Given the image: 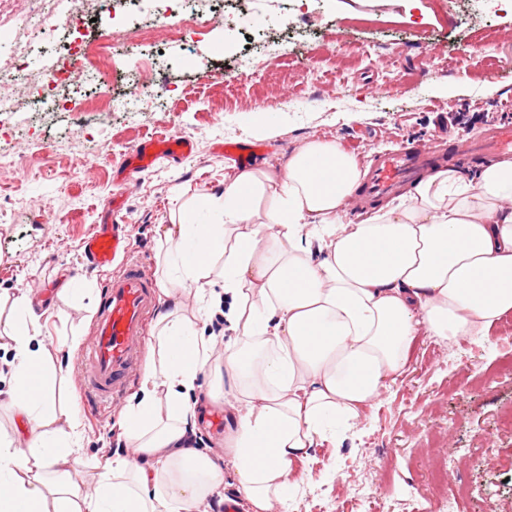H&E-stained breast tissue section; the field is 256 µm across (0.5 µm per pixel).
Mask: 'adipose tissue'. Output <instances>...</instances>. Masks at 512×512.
<instances>
[{
    "label": "adipose tissue",
    "mask_w": 512,
    "mask_h": 512,
    "mask_svg": "<svg viewBox=\"0 0 512 512\" xmlns=\"http://www.w3.org/2000/svg\"><path fill=\"white\" fill-rule=\"evenodd\" d=\"M362 189L353 154L309 140L284 171L245 169L207 195L220 223H187L195 202L181 205L164 232L159 291L169 308L121 421L134 454L106 461L91 495L55 478L61 464L81 462L82 422L77 403H50L52 371L34 348L53 315L15 299L20 438H0V512H198L224 482L222 463L182 444L203 376L233 417L224 445L239 492L250 512H275L311 448L382 400L415 337L453 342L512 315V159L472 177L438 170L368 223H344ZM189 290L205 311L221 296L234 301L220 363L178 307Z\"/></svg>",
    "instance_id": "1"
}]
</instances>
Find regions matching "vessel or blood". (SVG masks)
Masks as SVG:
<instances>
[{
	"mask_svg": "<svg viewBox=\"0 0 512 512\" xmlns=\"http://www.w3.org/2000/svg\"><path fill=\"white\" fill-rule=\"evenodd\" d=\"M193 149V143L182 137L151 139L136 147L131 161L145 167L159 156L185 155ZM464 149L477 154L510 153L512 130L499 127L480 129L470 137ZM436 152L433 146L403 148L379 158L370 169L366 194L371 197L386 194L392 187L412 178ZM84 250L99 269L109 268L118 260L123 263L121 273L113 277L104 294L96 317L95 334L85 356L76 362L86 397L108 405L138 363L146 320L154 306L155 285L141 262L128 259L125 239L119 231L98 225L85 241Z\"/></svg>",
	"mask_w": 512,
	"mask_h": 512,
	"instance_id": "obj_1",
	"label": "vessel or blood"
}]
</instances>
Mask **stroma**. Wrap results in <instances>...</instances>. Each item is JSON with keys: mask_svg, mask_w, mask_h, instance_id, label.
Wrapping results in <instances>:
<instances>
[{"mask_svg": "<svg viewBox=\"0 0 512 512\" xmlns=\"http://www.w3.org/2000/svg\"><path fill=\"white\" fill-rule=\"evenodd\" d=\"M201 41L159 43L149 0L132 16L141 36L114 44L122 67L91 72L128 97L138 74L163 79L160 103L142 98L127 112L100 117L20 112L0 132V153L26 166L0 169V295L26 296L51 310L54 328L40 347L56 373L55 399L75 397L82 418L76 481L95 485L108 443L122 442L119 421L139 388L132 374L111 406L84 402L71 341L91 336L105 286L120 265L95 268L83 241L97 225L120 224L130 256L160 276L162 227L182 199L218 193L234 167L221 145H261L250 165L284 167L303 142L340 141L361 170L405 147L440 143L435 164L475 175L486 158L464 155L462 140L512 124V0H275L247 11L238 0H209ZM68 36L50 14L28 17L25 34L0 27V52L33 48L31 77L55 60ZM258 73L224 82L240 59ZM186 137L191 154L159 157L133 170L129 157L147 139ZM75 295H63L67 283ZM196 448L220 457L231 423L224 404L198 396ZM512 316L481 336L448 345L420 337L381 404L335 443L311 451V474L279 512H512ZM449 473L438 485L436 471Z\"/></svg>", "mask_w": 512, "mask_h": 512, "instance_id": "stroma-1", "label": "stroma"}]
</instances>
